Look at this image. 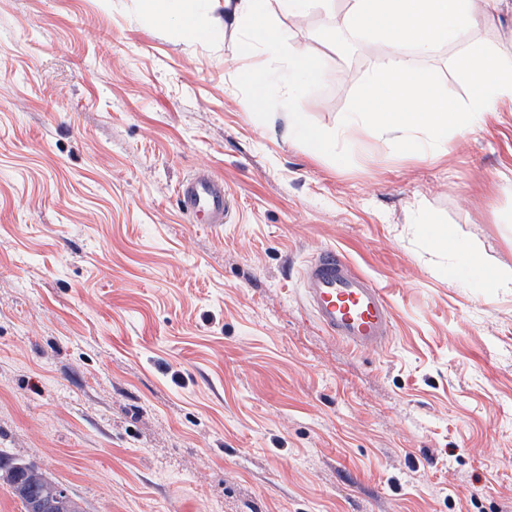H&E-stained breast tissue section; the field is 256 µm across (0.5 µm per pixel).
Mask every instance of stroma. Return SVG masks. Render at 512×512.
<instances>
[{
	"instance_id": "obj_1",
	"label": "stroma",
	"mask_w": 512,
	"mask_h": 512,
	"mask_svg": "<svg viewBox=\"0 0 512 512\" xmlns=\"http://www.w3.org/2000/svg\"><path fill=\"white\" fill-rule=\"evenodd\" d=\"M238 0H0V452L84 512H512V112L422 159L337 138L388 44L267 0L319 58L288 128V66ZM218 17L222 26H211ZM469 45L512 65V11ZM456 47L413 78L469 109ZM330 142L315 151L306 130ZM223 179L190 223L178 185ZM333 248L381 289L353 350L300 280ZM178 203L194 224H223L229 213L224 181L198 170L177 189Z\"/></svg>"
}]
</instances>
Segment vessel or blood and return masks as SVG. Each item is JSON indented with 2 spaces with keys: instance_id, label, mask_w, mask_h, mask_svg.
I'll list each match as a JSON object with an SVG mask.
<instances>
[{
  "instance_id": "obj_1",
  "label": "vessel or blood",
  "mask_w": 512,
  "mask_h": 512,
  "mask_svg": "<svg viewBox=\"0 0 512 512\" xmlns=\"http://www.w3.org/2000/svg\"><path fill=\"white\" fill-rule=\"evenodd\" d=\"M178 203L195 224H220L229 203L224 182L199 170L177 189ZM304 298L317 324L356 349L385 344L392 334L391 308L379 288L333 249L318 252L302 273Z\"/></svg>"
}]
</instances>
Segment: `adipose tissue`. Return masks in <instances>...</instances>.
<instances>
[{
    "label": "adipose tissue",
    "mask_w": 512,
    "mask_h": 512,
    "mask_svg": "<svg viewBox=\"0 0 512 512\" xmlns=\"http://www.w3.org/2000/svg\"><path fill=\"white\" fill-rule=\"evenodd\" d=\"M254 39L272 53L288 54L289 68L299 76H312L320 63L300 49H284L279 31L265 20V0H243ZM505 0H351L344 17L349 32L368 34L392 48L381 72L369 79L362 103L351 112L338 138L356 140L379 132L401 142L424 147L439 145L448 129L466 130L474 112L512 108V66L493 54L467 49V38L482 22L497 16ZM440 43L464 47L460 77L474 85L469 112L457 111L446 101L430 97L413 79V46L418 55L430 54Z\"/></svg>",
    "instance_id": "1"
}]
</instances>
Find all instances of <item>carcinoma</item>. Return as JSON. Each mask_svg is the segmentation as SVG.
<instances>
[{
  "label": "carcinoma",
  "mask_w": 512,
  "mask_h": 512,
  "mask_svg": "<svg viewBox=\"0 0 512 512\" xmlns=\"http://www.w3.org/2000/svg\"><path fill=\"white\" fill-rule=\"evenodd\" d=\"M0 486L20 501L22 512H42L51 491L56 495L52 512H83L77 500L39 468L1 455Z\"/></svg>",
  "instance_id": "cac0c4a2"
}]
</instances>
